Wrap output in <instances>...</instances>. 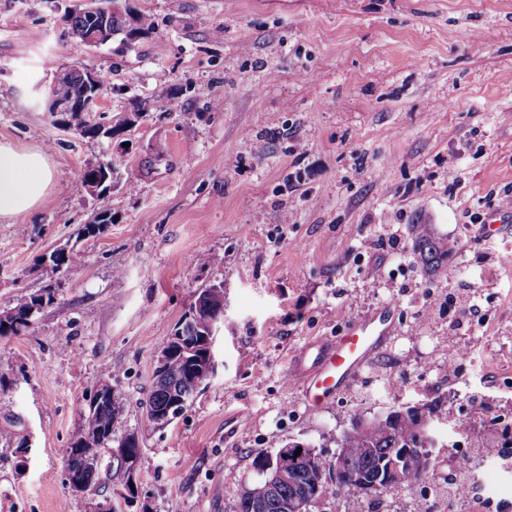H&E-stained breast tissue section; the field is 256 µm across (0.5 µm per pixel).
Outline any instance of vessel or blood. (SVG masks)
Instances as JSON below:
<instances>
[{
	"mask_svg": "<svg viewBox=\"0 0 512 512\" xmlns=\"http://www.w3.org/2000/svg\"><path fill=\"white\" fill-rule=\"evenodd\" d=\"M396 302H387L349 322L339 336L303 347L290 378L304 401L322 405L348 388L392 336L399 332L393 317Z\"/></svg>",
	"mask_w": 512,
	"mask_h": 512,
	"instance_id": "vessel-or-blood-1",
	"label": "vessel or blood"
}]
</instances>
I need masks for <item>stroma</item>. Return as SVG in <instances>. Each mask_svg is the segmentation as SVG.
Returning a JSON list of instances; mask_svg holds the SVG:
<instances>
[{
  "instance_id": "stroma-1",
  "label": "stroma",
  "mask_w": 512,
  "mask_h": 512,
  "mask_svg": "<svg viewBox=\"0 0 512 512\" xmlns=\"http://www.w3.org/2000/svg\"><path fill=\"white\" fill-rule=\"evenodd\" d=\"M79 3L0 0V141L42 150L56 173L35 211L0 218V306L55 292L0 336V512H89L66 450L105 382L120 433L139 438L151 512H234L255 456L299 442L327 457L355 416L417 404L436 409L442 468L387 499L426 512L484 407L512 416V216L481 233L512 196V0H130L154 31L93 49L68 32ZM60 68L103 74L93 120H143L115 141L63 129L45 106ZM99 162L122 174L103 198L82 179ZM102 207L108 231L79 238ZM421 221L449 247L434 281L411 252ZM67 243L77 268L42 264ZM210 253L221 267L200 264ZM211 282L213 373L151 425L157 358ZM451 294L476 312L449 320ZM390 299L398 335L308 407L288 377L298 350ZM451 342L470 355L453 381L436 357ZM476 459L473 478L512 505V464L497 448Z\"/></svg>"
}]
</instances>
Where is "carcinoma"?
<instances>
[{
	"instance_id": "obj_1",
	"label": "carcinoma",
	"mask_w": 512,
	"mask_h": 512,
	"mask_svg": "<svg viewBox=\"0 0 512 512\" xmlns=\"http://www.w3.org/2000/svg\"><path fill=\"white\" fill-rule=\"evenodd\" d=\"M111 24L116 27L133 26L137 35H147L155 29L153 18L144 12L135 10L128 3H122V12L111 15ZM54 93L61 99L79 101L89 97V87L80 72L68 80L55 85ZM65 122L76 134L86 138H106L125 132L130 124L128 114H118L104 125H93L87 119V113L73 111L65 113ZM412 251L422 267L431 273L439 272L448 258L445 245L435 241L425 224H414L411 229ZM55 299L53 290H45L34 294L14 306L0 308V336L18 335L30 327L33 317L45 305H51ZM224 314V299L213 289L200 290L191 309V316L180 324L174 335L182 341V346L167 358L163 367L154 371L152 391L144 403V408L153 410L163 419L152 420L156 425H165L175 418V414H167L171 401L181 397L190 401L199 389V385L190 380L187 366L193 354L189 348L198 343L206 335L210 326L215 325ZM103 400L96 406L88 408L82 427L71 438L67 454L71 455L81 448H103L108 435L115 434L122 413L112 410L109 396L114 394L112 385L103 384L99 387ZM417 436L405 419L379 420L365 433L354 429L336 440V447L342 449L347 461L359 466L357 477L336 486H329L331 498L340 502L346 501L350 490L358 491V497L366 502L378 498L393 486H409L420 478L421 465L417 461L410 462L395 485H383L382 489L372 493L369 485L379 480L380 464L389 451L399 446L414 444ZM77 474L86 484L94 487L97 484L98 461L84 458L77 466ZM286 498L271 500L267 497L265 483L257 481L242 486L235 512H285Z\"/></svg>"
}]
</instances>
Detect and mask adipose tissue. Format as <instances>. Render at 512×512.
Here are the masks:
<instances>
[{
  "label": "adipose tissue",
  "instance_id": "1",
  "mask_svg": "<svg viewBox=\"0 0 512 512\" xmlns=\"http://www.w3.org/2000/svg\"><path fill=\"white\" fill-rule=\"evenodd\" d=\"M54 180L46 155L0 142V218L37 209Z\"/></svg>",
  "mask_w": 512,
  "mask_h": 512
}]
</instances>
